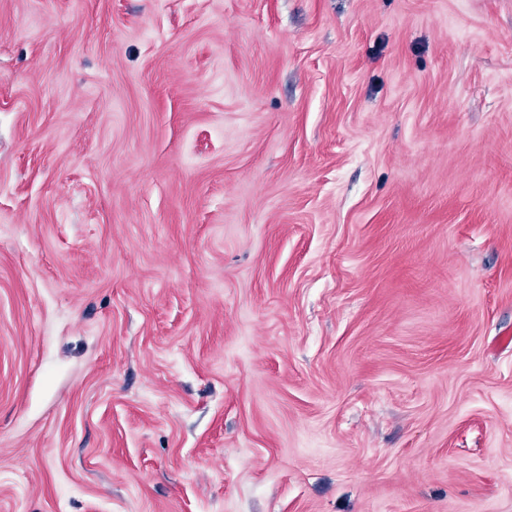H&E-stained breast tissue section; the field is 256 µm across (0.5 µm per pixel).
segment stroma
Returning <instances> with one entry per match:
<instances>
[{"label":"stroma","mask_w":512,"mask_h":512,"mask_svg":"<svg viewBox=\"0 0 512 512\" xmlns=\"http://www.w3.org/2000/svg\"><path fill=\"white\" fill-rule=\"evenodd\" d=\"M0 512H512V0H0Z\"/></svg>","instance_id":"35a3bbf8"}]
</instances>
